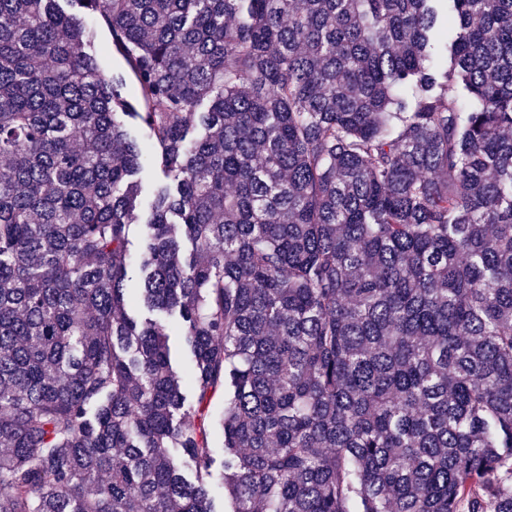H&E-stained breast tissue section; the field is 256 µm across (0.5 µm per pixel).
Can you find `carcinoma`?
Segmentation results:
<instances>
[{
	"label": "carcinoma",
	"instance_id": "cac0c4a2",
	"mask_svg": "<svg viewBox=\"0 0 512 512\" xmlns=\"http://www.w3.org/2000/svg\"><path fill=\"white\" fill-rule=\"evenodd\" d=\"M60 2L0 0V512H215L221 387L228 512H512V0H75L112 78ZM84 23L91 30L93 35L91 48L96 52L99 63L105 74L112 77V74L125 73V62L119 54L112 51L110 35L107 29L92 16H86ZM161 178L162 174L152 159H148L142 171L134 177L138 184V212L141 221L147 217L152 190ZM224 412V390L218 391L205 408V424L209 431L210 443L217 465L224 459V437L220 420Z\"/></svg>",
	"mask_w": 512,
	"mask_h": 512
}]
</instances>
